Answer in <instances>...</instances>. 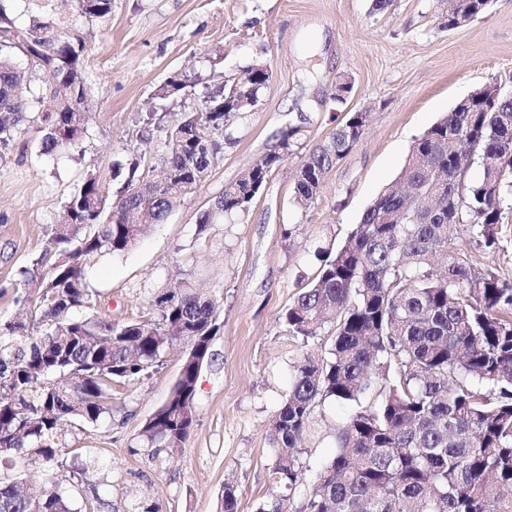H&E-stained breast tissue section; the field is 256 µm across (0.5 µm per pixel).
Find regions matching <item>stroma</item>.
I'll list each match as a JSON object with an SVG mask.
<instances>
[{
    "instance_id": "stroma-1",
    "label": "stroma",
    "mask_w": 512,
    "mask_h": 512,
    "mask_svg": "<svg viewBox=\"0 0 512 512\" xmlns=\"http://www.w3.org/2000/svg\"><path fill=\"white\" fill-rule=\"evenodd\" d=\"M440 0H112L103 20L79 16L71 0H6L16 26L53 22L55 32L87 33L84 65L94 106L86 134L69 154L0 163V286L45 251L67 196L86 172L112 181V166L137 145L140 119L158 105L173 78L195 77L197 95L169 102L168 121L199 106L201 94L243 79L263 65L272 78L256 109L237 122L199 190L122 255H104L87 270L98 315L146 320L153 293L191 282L222 292L224 307L195 399L196 423L176 450L145 442L143 424L165 402L188 347L178 342L150 375L119 389L110 415L73 420L62 437L66 463L57 477L77 499L99 497L112 512L147 502L159 512H221L225 483L237 489L238 512H257L273 490L268 423L306 351L328 348L329 333L290 336L285 311L315 276L318 249H337L364 210L404 166L411 145L472 91L498 83L512 92V0H492L466 26L441 29ZM351 82L345 103L337 83ZM373 118L359 142L325 178L309 210L298 211L293 187L303 156L346 113ZM298 145L276 169L240 224L199 228V212L273 150L289 130ZM292 235H285V228ZM476 267L512 283V207L504 208L493 247L460 233ZM354 405L325 402L303 446V482L311 484L336 450V430Z\"/></svg>"
}]
</instances>
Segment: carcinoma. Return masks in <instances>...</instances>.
Segmentation results:
<instances>
[{
	"label": "carcinoma",
	"mask_w": 512,
	"mask_h": 512,
	"mask_svg": "<svg viewBox=\"0 0 512 512\" xmlns=\"http://www.w3.org/2000/svg\"><path fill=\"white\" fill-rule=\"evenodd\" d=\"M491 0L448 3L441 27L473 21ZM91 19L112 13V0H75ZM0 162L27 139L39 153L78 148L90 106L88 51L78 34L62 37L48 22L14 30L0 5ZM21 50L60 93L49 111L29 112L30 87L13 54ZM224 85L177 124L149 113L164 137L156 154L161 174L138 173L141 156L112 169L114 191L85 177L54 224L52 246L23 271L24 321H0V459L41 462V483L16 474L0 479V512H101L100 498L77 506L57 488L66 448L61 431L78 418L96 423L112 413L113 391L150 372L179 341L203 346L218 329L220 298L186 285L151 300L156 318L116 322L86 310L95 306L85 268L105 254H122L174 205L196 192L217 160L221 143L235 140L234 120L252 110L271 78ZM185 79L162 85L157 98L190 93ZM370 121L352 112L303 157L293 191L297 209L311 208L321 184L356 145ZM296 132L224 185L197 219L200 227L245 216L274 169L293 153ZM483 176L465 183L475 159ZM512 177V94L490 83L459 102L412 144L398 175L364 211L347 243L320 249L315 278L285 312L292 336L308 340L326 329L331 345L306 352L271 417L272 478L278 492L258 512H512V285L479 270L456 245L457 226L469 225L486 246L496 244L503 191ZM201 371L184 359L166 402L141 436L176 449L192 429ZM327 400L357 411L338 429L336 453L296 501L303 466L301 439Z\"/></svg>",
	"instance_id": "obj_1"
}]
</instances>
